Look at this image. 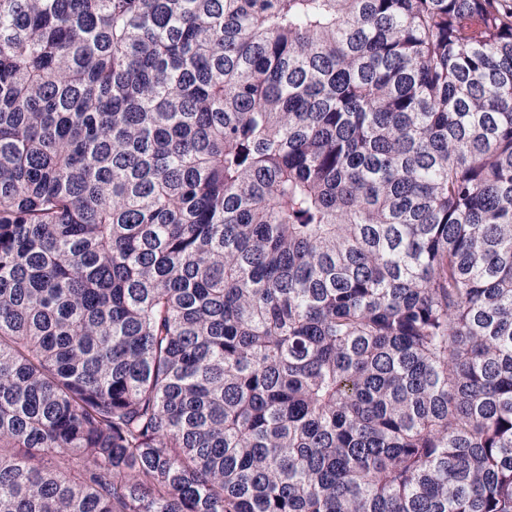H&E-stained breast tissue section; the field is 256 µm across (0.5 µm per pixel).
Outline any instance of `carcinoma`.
<instances>
[{
    "label": "carcinoma",
    "instance_id": "obj_1",
    "mask_svg": "<svg viewBox=\"0 0 512 512\" xmlns=\"http://www.w3.org/2000/svg\"><path fill=\"white\" fill-rule=\"evenodd\" d=\"M0 512H512L508 0H0Z\"/></svg>",
    "mask_w": 512,
    "mask_h": 512
}]
</instances>
